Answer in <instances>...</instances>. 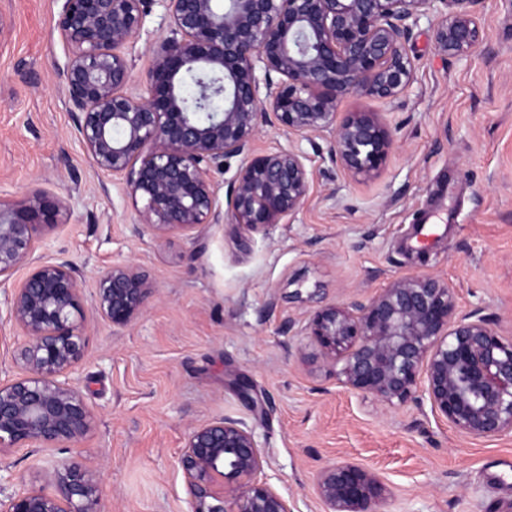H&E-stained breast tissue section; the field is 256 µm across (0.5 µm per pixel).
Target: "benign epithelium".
Segmentation results:
<instances>
[{"label": "benign epithelium", "instance_id": "benign-epithelium-1", "mask_svg": "<svg viewBox=\"0 0 512 512\" xmlns=\"http://www.w3.org/2000/svg\"><path fill=\"white\" fill-rule=\"evenodd\" d=\"M155 1L173 32L154 50L136 96L128 92L126 48ZM475 2L62 0L56 28L69 49L62 76L88 157L142 200L138 223L163 238L221 222L256 230L296 215L310 190L309 158L295 144L256 151L264 126L298 140L327 137L330 160L345 173L377 176L393 149L389 128L375 112L341 116L338 103L350 94L391 101L409 88L415 61L404 44L423 17L438 53L467 57L482 39ZM187 76L196 112L182 94ZM227 156L242 163L223 212L211 164ZM68 210L42 190L0 199V285L28 267L7 299L25 340L14 353L21 373L0 383V450L29 442L74 448L95 425L69 378L87 356L78 321L82 282L68 261L33 260L37 241ZM152 292L138 269L113 264L97 275L94 310L123 326ZM304 331L327 362L341 364L340 383L357 394L388 406L426 400L437 417L475 438L512 432V340L480 310L459 312L444 280L396 277L365 302L317 308ZM178 463L190 512H291L284 497L255 480L263 459L242 420L195 426ZM45 477L54 492L18 493L0 512H100L99 483L78 460L51 462ZM317 491L327 512H380L384 495L371 468L349 461L324 467Z\"/></svg>", "mask_w": 512, "mask_h": 512}]
</instances>
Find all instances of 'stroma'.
Masks as SVG:
<instances>
[{
    "mask_svg": "<svg viewBox=\"0 0 512 512\" xmlns=\"http://www.w3.org/2000/svg\"><path fill=\"white\" fill-rule=\"evenodd\" d=\"M60 8L0 0V197L41 189L71 203L34 256L71 262L83 283L88 356L71 379L95 427L74 453L95 473L104 512H189L180 450L194 426L223 416L253 429L256 479L291 512H326L317 474L345 460L379 474L381 512H512V433L471 439L429 406L351 393L300 331L320 303L364 301L393 277L426 273L454 288L460 311L481 309L512 340V0H478L482 40L460 60L435 50L421 19L405 43L416 60L408 91L340 101L342 113H379L394 136L377 177L347 175L327 139L304 140L312 180L294 218L164 238L138 226L124 184L98 173L79 142L62 84ZM172 28L155 0L127 49L130 93H141ZM115 263L138 267L155 288L123 327L93 310L96 277ZM10 293L0 285V383L18 375L23 339L7 315ZM290 320L297 328L284 332ZM239 376L264 412L237 396ZM70 453L35 443L0 450V500L46 488L49 457Z\"/></svg>",
    "mask_w": 512,
    "mask_h": 512,
    "instance_id": "stroma-1",
    "label": "stroma"
}]
</instances>
